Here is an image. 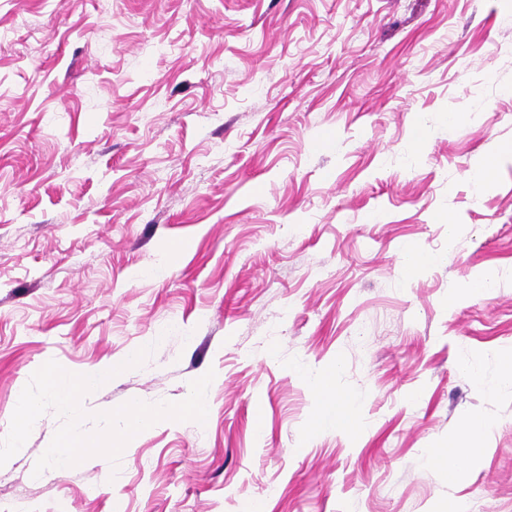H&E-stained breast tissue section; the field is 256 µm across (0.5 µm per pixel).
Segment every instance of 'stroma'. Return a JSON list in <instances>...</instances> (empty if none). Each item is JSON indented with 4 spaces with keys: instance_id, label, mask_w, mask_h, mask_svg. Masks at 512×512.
Instances as JSON below:
<instances>
[{
    "instance_id": "1",
    "label": "stroma",
    "mask_w": 512,
    "mask_h": 512,
    "mask_svg": "<svg viewBox=\"0 0 512 512\" xmlns=\"http://www.w3.org/2000/svg\"><path fill=\"white\" fill-rule=\"evenodd\" d=\"M407 244L448 259L406 276ZM150 343L83 430L211 370L206 426L139 434L108 484L35 474L48 410L0 512H512V0H0V438L48 360ZM330 367L358 436L310 428ZM474 416L449 480L427 452ZM489 428L481 419H474L462 432L448 436L445 450L431 451L427 461L448 470L449 480H454L463 467L481 459Z\"/></svg>"
}]
</instances>
